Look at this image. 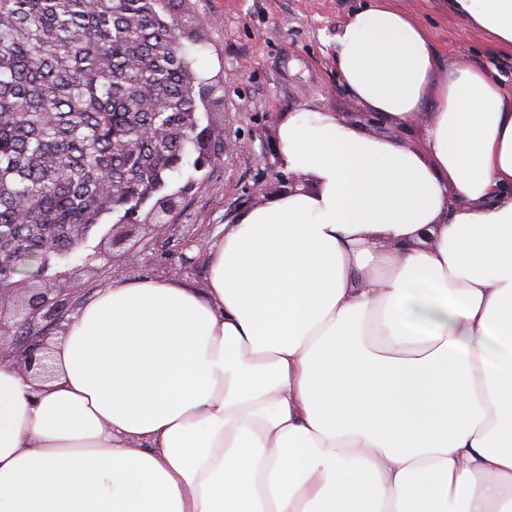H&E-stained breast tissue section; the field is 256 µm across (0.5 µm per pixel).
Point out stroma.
<instances>
[{
	"instance_id": "35a3bbf8",
	"label": "stroma",
	"mask_w": 512,
	"mask_h": 512,
	"mask_svg": "<svg viewBox=\"0 0 512 512\" xmlns=\"http://www.w3.org/2000/svg\"><path fill=\"white\" fill-rule=\"evenodd\" d=\"M364 0H190L196 32L206 50L196 70L220 85L208 103L206 119L216 137L226 138L224 159L180 201L173 217L181 235L213 238L239 211L288 187L274 151L280 116L304 108L335 113L349 122L367 108L342 83L333 63L338 27ZM425 28L446 65L492 68L512 86V54L493 49L489 37L447 10L444 0H396ZM145 262L135 270L107 264L52 262L51 271L68 273L83 302L96 288L120 277L160 276L205 285L202 252L165 250L140 237Z\"/></svg>"
}]
</instances>
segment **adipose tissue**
<instances>
[{"label":"adipose tissue","mask_w":512,"mask_h":512,"mask_svg":"<svg viewBox=\"0 0 512 512\" xmlns=\"http://www.w3.org/2000/svg\"><path fill=\"white\" fill-rule=\"evenodd\" d=\"M512 50V0H448ZM333 62L369 133L277 124L298 185L212 240L206 285L116 279L0 361V512H512V95L368 0Z\"/></svg>","instance_id":"adipose-tissue-1"}]
</instances>
